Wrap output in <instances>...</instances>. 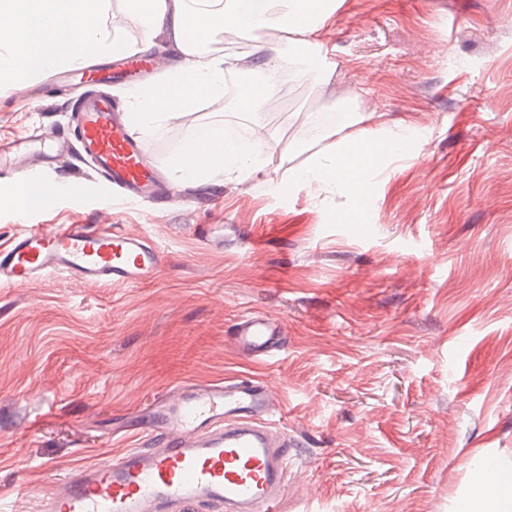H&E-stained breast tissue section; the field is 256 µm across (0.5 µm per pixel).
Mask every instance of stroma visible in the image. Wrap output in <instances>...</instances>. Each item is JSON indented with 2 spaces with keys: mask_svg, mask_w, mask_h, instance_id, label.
I'll use <instances>...</instances> for the list:
<instances>
[{
  "mask_svg": "<svg viewBox=\"0 0 512 512\" xmlns=\"http://www.w3.org/2000/svg\"><path fill=\"white\" fill-rule=\"evenodd\" d=\"M319 37L325 62L281 51L287 96L244 112L227 95L196 119L268 124L282 153L316 140L308 110L346 97L414 127L363 226L339 223L333 190L179 179L173 123L137 132L173 200H127L73 138L84 86L51 93L68 65L0 85V139L66 141L33 168L52 200L0 207V245L118 224L160 253L138 284L0 285V512H42L77 466L152 447L128 422L177 384L236 375L265 385L264 421L293 445L275 512H461L485 463L512 462V0H342ZM246 316L282 325L284 348L240 354Z\"/></svg>",
  "mask_w": 512,
  "mask_h": 512,
  "instance_id": "1",
  "label": "stroma"
}]
</instances>
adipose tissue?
Returning a JSON list of instances; mask_svg holds the SVG:
<instances>
[{"mask_svg": "<svg viewBox=\"0 0 512 512\" xmlns=\"http://www.w3.org/2000/svg\"><path fill=\"white\" fill-rule=\"evenodd\" d=\"M339 0H125L127 12L143 31L141 49L153 36L169 30L186 63L162 81L163 95L136 93L129 124L141 129L161 122L179 121L183 137L170 164L181 178L206 182L224 177L243 181L254 173L265 175L275 192L288 189L316 194L332 187L350 200L339 216L343 224L368 223L364 199L369 195V173L404 154L414 141L408 126L386 120L383 114L353 100L335 111L308 112L315 125L319 150L295 167L294 154L304 139L289 143L288 151L274 158L262 148L272 133L254 124L245 140L225 136L218 124L191 121L197 104L224 95V76L236 71L235 60L214 53L210 37L217 31L279 33V44L260 43L257 56L276 61L280 43H287L310 61L325 59L328 48L317 34L337 9ZM104 0H0V15L10 18L0 26V84L17 83L61 64L75 65L98 53L120 54L127 47L102 23ZM494 483L480 485L476 497L481 512H512V464L496 463Z\"/></svg>", "mask_w": 512, "mask_h": 512, "instance_id": "1", "label": "adipose tissue"}]
</instances>
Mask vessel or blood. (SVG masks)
I'll return each mask as SVG.
<instances>
[{"label": "vessel or blood", "instance_id": "b4317fda", "mask_svg": "<svg viewBox=\"0 0 512 512\" xmlns=\"http://www.w3.org/2000/svg\"><path fill=\"white\" fill-rule=\"evenodd\" d=\"M152 66L131 57L122 69L93 70L79 80L124 81ZM74 107L76 137L108 183L154 201L168 198L146 145L106 99L88 94ZM31 144L27 137L0 143V170L12 157L30 153ZM158 262L156 247L118 225L61 224L47 232H22L0 250V282L30 288L54 272L98 285H131ZM233 342L244 355L257 357L280 350L286 339L280 328L249 316L235 324ZM268 410L264 386L252 380L180 387L136 419L139 428L155 433L158 447L134 448L106 464L76 469L46 512H185L199 502L226 512H273L289 444L272 442L264 427L244 420Z\"/></svg>", "mask_w": 512, "mask_h": 512}]
</instances>
